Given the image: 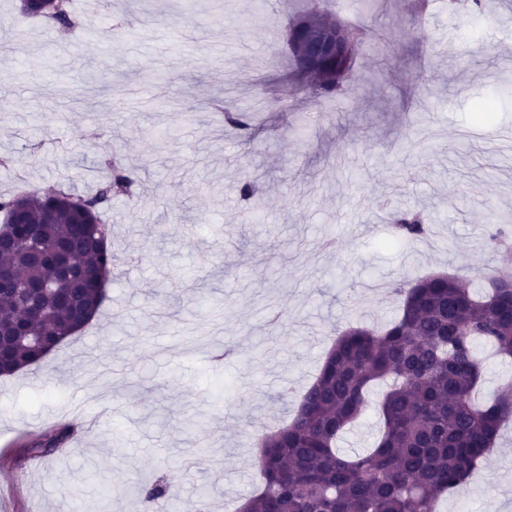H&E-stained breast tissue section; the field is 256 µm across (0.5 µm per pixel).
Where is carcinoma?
Returning a JSON list of instances; mask_svg holds the SVG:
<instances>
[{
    "mask_svg": "<svg viewBox=\"0 0 512 512\" xmlns=\"http://www.w3.org/2000/svg\"><path fill=\"white\" fill-rule=\"evenodd\" d=\"M36 18L65 34L78 27L67 0H43ZM349 31L351 64L375 30ZM345 83L316 81L302 93L313 101L338 98ZM223 117L246 134L259 121L242 111L225 110ZM105 167L94 193L0 195V211L20 208L24 221L0 225V376L40 363L100 311L105 295L97 279L112 269L101 209L131 195L135 184L124 164L112 160ZM393 226L397 237L417 240L428 230V216L401 210ZM395 294L399 315L381 331L356 325L337 332L291 421L259 438L263 486L239 512H435L440 498L455 492L493 449L512 419V383L493 402H478V351L512 358V278H494L480 293L435 273ZM377 384L385 391L376 444L354 455L340 452L338 440L364 413ZM72 430L55 426L27 444L29 453H54ZM167 493L161 480L138 474L117 491L144 504Z\"/></svg>",
    "mask_w": 512,
    "mask_h": 512,
    "instance_id": "obj_1",
    "label": "carcinoma"
}]
</instances>
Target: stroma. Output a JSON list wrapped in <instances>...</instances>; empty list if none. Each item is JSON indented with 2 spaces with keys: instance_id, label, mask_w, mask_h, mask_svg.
I'll list each match as a JSON object with an SVG mask.
<instances>
[{
  "instance_id": "obj_1",
  "label": "stroma",
  "mask_w": 512,
  "mask_h": 512,
  "mask_svg": "<svg viewBox=\"0 0 512 512\" xmlns=\"http://www.w3.org/2000/svg\"><path fill=\"white\" fill-rule=\"evenodd\" d=\"M243 26L186 24L183 0H112L63 37L0 8V191L84 194L118 156L137 183L102 220L112 275L101 311L39 365L0 377V512H136L118 491L131 472L163 480L183 512H235L261 479L258 439L287 421L336 330L382 327L393 290L444 272L480 286L512 276L488 246L489 208L512 211V143L488 139L475 110L495 97L493 129L512 130V35L489 53L485 16L430 0L423 51L413 0H384L345 94L309 102L288 81L292 18L258 0H223ZM186 24L181 45L140 43L131 19ZM434 77L419 93L413 76ZM225 107L259 105L265 124L239 136ZM317 114V127L303 113ZM476 136H468L469 128ZM250 178L255 197L237 185ZM432 218L426 238L397 241L394 212ZM337 236L338 251L319 242ZM293 393L277 395L281 381ZM204 415L208 438L184 425ZM80 423L64 453L27 455L52 425ZM512 424L437 512H512ZM211 494L199 503L201 482Z\"/></svg>"
}]
</instances>
